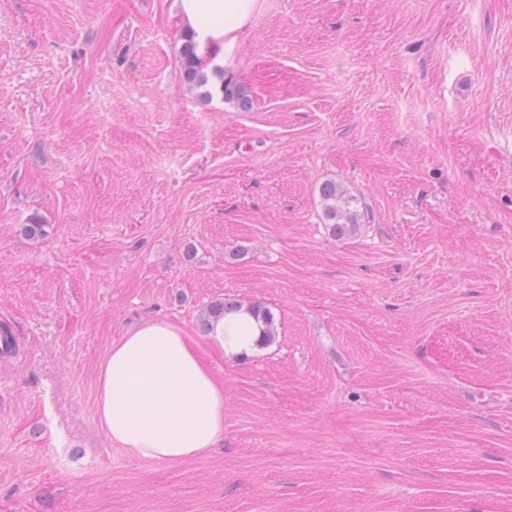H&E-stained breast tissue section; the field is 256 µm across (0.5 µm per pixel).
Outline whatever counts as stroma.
Listing matches in <instances>:
<instances>
[{
    "label": "stroma",
    "mask_w": 512,
    "mask_h": 512,
    "mask_svg": "<svg viewBox=\"0 0 512 512\" xmlns=\"http://www.w3.org/2000/svg\"><path fill=\"white\" fill-rule=\"evenodd\" d=\"M184 31L176 0H0V512H512V0H255L246 110L184 83ZM224 297L273 342L214 347ZM152 320L224 387L206 455L97 418ZM318 192L329 233L340 238L355 233L363 222L362 201L349 195L334 180L323 182ZM241 307L242 304L234 299H216L199 318L202 331L209 333L211 323L223 317L214 323L209 340L227 357H239L255 351L265 328V335L258 346L271 342L274 336V315L268 307L261 303Z\"/></svg>",
    "instance_id": "1"
}]
</instances>
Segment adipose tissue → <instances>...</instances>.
<instances>
[{
    "mask_svg": "<svg viewBox=\"0 0 512 512\" xmlns=\"http://www.w3.org/2000/svg\"><path fill=\"white\" fill-rule=\"evenodd\" d=\"M254 0H178L207 67L226 63ZM265 326L248 309L214 323L210 342L228 357L256 350ZM96 410L112 441L133 455L178 461L204 454L224 433V388L187 336L147 321L113 344L98 375Z\"/></svg>",
    "mask_w": 512,
    "mask_h": 512,
    "instance_id": "ef3b65f1",
    "label": "adipose tissue"
}]
</instances>
